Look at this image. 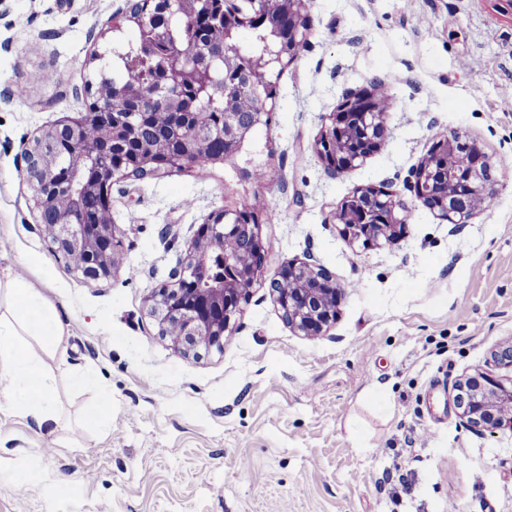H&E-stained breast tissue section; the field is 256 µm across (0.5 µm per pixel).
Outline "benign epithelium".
Here are the masks:
<instances>
[{"instance_id": "obj_1", "label": "benign epithelium", "mask_w": 512, "mask_h": 512, "mask_svg": "<svg viewBox=\"0 0 512 512\" xmlns=\"http://www.w3.org/2000/svg\"><path fill=\"white\" fill-rule=\"evenodd\" d=\"M204 3V16L212 24L225 25L224 44L212 48L211 56L200 55L188 43L178 44L164 39L154 30L144 33L140 55L156 53L165 43L166 53L185 57L200 76H210L214 61H224V90L243 89L234 56V33L242 27H269L275 41L269 58L254 61L257 68L289 63L298 57L296 49L308 35L305 15L307 0H245L248 8L237 5L217 7L213 0H174L182 12L196 14ZM279 97L276 82L269 81L264 109L253 113V124L272 117ZM181 94L172 92L165 73L153 78V90L144 92L114 85L98 93L95 111L86 112L78 120H63L40 132L25 148V178L37 182L42 192L32 197L40 223L49 224L52 251L64 258L83 278L99 281L112 278L118 269L115 249L120 230L112 219L103 217L111 210V188L115 173L105 159L112 156V144L102 147L84 137V126L96 122L109 128L110 138L122 136L125 129L112 126V106L129 107L127 117L140 119L148 112H175ZM386 110L378 99L376 86L346 95L330 113L315 141V152L326 168L342 173L358 167L373 154L387 135ZM204 125L185 131L177 147L159 141L143 148L141 167L155 175L170 168L190 166L205 147V137L217 134L224 139V154L210 158L211 164L237 165L244 145L252 136V124L240 119L234 102L224 96V114L212 121L203 113ZM51 140L63 142L66 154L57 152L43 156L38 144ZM456 164L448 166V156ZM412 189L416 199L436 216L450 224H467L477 209L494 196L497 175L488 156L479 145L459 133L439 139L423 158L413 174ZM342 234L363 247L392 241L407 224L408 209L393 195L366 186L342 199L334 213ZM240 234L251 240V255L224 260V277L208 275L207 258L213 237L232 239ZM263 246L258 214L245 216L234 203L214 213L188 245L186 256L174 270L171 283L152 291L147 299L148 312L154 318L159 334L169 337L171 345L183 354L197 353L200 348L218 349L224 337L233 332V318L240 310L248 286L264 270ZM288 280L295 287L283 292L277 284ZM270 287L288 328L303 336H319L336 320L344 288L337 286L314 260L290 261L274 270ZM180 323V333L168 336V321ZM454 402L458 417L468 428L495 432L512 430V388L492 376L478 372L459 379L454 385Z\"/></svg>"}]
</instances>
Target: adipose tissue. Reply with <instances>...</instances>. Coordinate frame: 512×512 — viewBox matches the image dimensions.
Instances as JSON below:
<instances>
[{
  "label": "adipose tissue",
  "instance_id": "obj_1",
  "mask_svg": "<svg viewBox=\"0 0 512 512\" xmlns=\"http://www.w3.org/2000/svg\"><path fill=\"white\" fill-rule=\"evenodd\" d=\"M65 326L55 308L19 278L0 280V394L37 426L58 425L56 355Z\"/></svg>",
  "mask_w": 512,
  "mask_h": 512
}]
</instances>
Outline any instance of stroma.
<instances>
[{
	"mask_svg": "<svg viewBox=\"0 0 512 512\" xmlns=\"http://www.w3.org/2000/svg\"><path fill=\"white\" fill-rule=\"evenodd\" d=\"M127 0H0V278L28 281L66 334L47 364L62 426L39 431L0 397V512H512V431L461 425L452 388L512 370L491 352L512 340V15L499 0H309L298 59L277 72L269 126L249 153L263 180L237 185L216 164L112 184L121 230L112 278L84 279L55 256L25 179L24 143L95 100L138 38ZM50 68L55 78L39 82ZM393 78L388 138L366 162L329 172L313 148L326 116L372 79ZM468 135L497 169L470 223L441 222L412 175L438 139ZM234 202L277 213L260 227L264 272L223 351L185 356L147 311L194 230ZM365 186L409 209L400 238L350 243L337 203ZM313 256L347 292L323 335L284 323L273 271ZM98 375L77 389L71 375ZM105 427L82 420L101 396ZM482 475L474 486V475ZM56 483L68 494L53 495Z\"/></svg>",
	"mask_w": 512,
	"mask_h": 512,
	"instance_id": "1",
	"label": "stroma"
}]
</instances>
